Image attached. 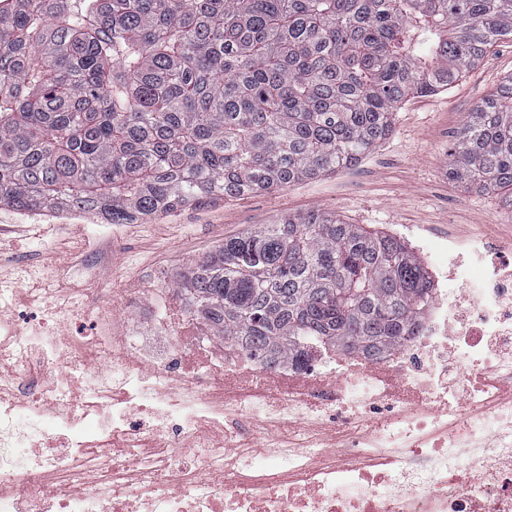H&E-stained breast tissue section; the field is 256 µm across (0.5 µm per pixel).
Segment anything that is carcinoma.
<instances>
[{
  "instance_id": "obj_1",
  "label": "carcinoma",
  "mask_w": 512,
  "mask_h": 512,
  "mask_svg": "<svg viewBox=\"0 0 512 512\" xmlns=\"http://www.w3.org/2000/svg\"><path fill=\"white\" fill-rule=\"evenodd\" d=\"M507 38L512 0H0V205L130 224L347 168ZM448 177L512 189V77ZM173 285L260 359L397 346L433 302L399 239L318 211L224 239Z\"/></svg>"
}]
</instances>
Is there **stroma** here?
Segmentation results:
<instances>
[{
	"instance_id": "stroma-1",
	"label": "stroma",
	"mask_w": 512,
	"mask_h": 512,
	"mask_svg": "<svg viewBox=\"0 0 512 512\" xmlns=\"http://www.w3.org/2000/svg\"><path fill=\"white\" fill-rule=\"evenodd\" d=\"M512 75V41L495 44L448 90L404 101L391 135L355 166L279 191L187 206L149 224H103L78 213L24 212L0 206V273L36 258L45 278L67 282L80 255L109 258L96 285L171 286L177 271L224 238L261 230L287 216L320 210L349 224L399 237L408 246L448 237L502 245L512 240V208L448 178V153L469 112Z\"/></svg>"
}]
</instances>
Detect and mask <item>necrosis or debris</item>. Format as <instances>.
I'll return each instance as SVG.
<instances>
[{"label":"necrosis or debris","mask_w":512,"mask_h":512,"mask_svg":"<svg viewBox=\"0 0 512 512\" xmlns=\"http://www.w3.org/2000/svg\"><path fill=\"white\" fill-rule=\"evenodd\" d=\"M421 252L448 275L400 346L271 364L170 289L120 334L95 289L6 270L0 512H512V261Z\"/></svg>","instance_id":"4bbe7bcc"}]
</instances>
